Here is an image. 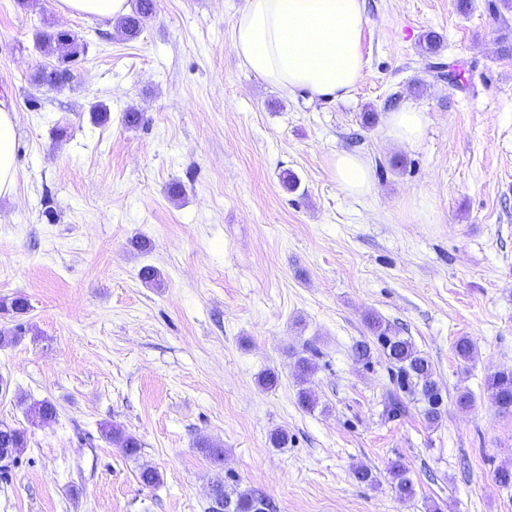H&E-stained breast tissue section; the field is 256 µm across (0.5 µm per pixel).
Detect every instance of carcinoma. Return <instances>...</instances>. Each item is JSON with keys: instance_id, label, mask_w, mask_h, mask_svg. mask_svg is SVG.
<instances>
[{"instance_id": "obj_1", "label": "carcinoma", "mask_w": 512, "mask_h": 512, "mask_svg": "<svg viewBox=\"0 0 512 512\" xmlns=\"http://www.w3.org/2000/svg\"><path fill=\"white\" fill-rule=\"evenodd\" d=\"M156 11V0H135L130 13L119 19L116 29L132 39L139 35L143 25ZM43 46L57 54V65L48 74L39 71L33 81L40 85L46 82L60 88L65 85L73 63L85 49V44L77 35L69 31L47 28L39 32ZM367 327L376 339V346L391 364L395 390L386 403V414L390 418L404 410L402 395L417 394L425 403V414L431 421L438 419L442 402L441 388L438 386L430 361L423 356L413 343L400 335L399 330L380 316L370 315ZM487 390L494 403L505 410L512 409V371L498 372L487 382ZM33 418L41 423H50L57 417L56 406L50 401H42L31 408ZM108 442L127 457L140 453V440L129 433L112 429L106 434ZM27 430L4 420H0V450L7 454L8 464L0 471L8 472L19 454L27 447ZM391 488L397 497L410 498L414 495V485L408 477L405 466L395 463L389 469ZM206 512H269L265 499L251 490H235L229 494L224 489V481L218 480L212 486Z\"/></svg>"}]
</instances>
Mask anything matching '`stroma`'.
Wrapping results in <instances>:
<instances>
[{
	"instance_id": "stroma-1",
	"label": "stroma",
	"mask_w": 512,
	"mask_h": 512,
	"mask_svg": "<svg viewBox=\"0 0 512 512\" xmlns=\"http://www.w3.org/2000/svg\"><path fill=\"white\" fill-rule=\"evenodd\" d=\"M488 3L365 0L364 78L346 99L312 103L242 66L231 33L243 0H157L131 40L56 0H0V96L18 124L0 301L28 302L0 313L16 337L0 346V420L28 431L0 512H205L219 478L273 512H512L496 480L512 466V411L485 391L512 370V8L493 19ZM44 20L85 44L60 90L30 82L57 62L36 43ZM429 33L440 46L427 55ZM408 103L428 117L414 148L383 136ZM131 109L143 116L133 128ZM341 151L368 160L371 195L340 190ZM138 236L150 250L131 247ZM146 266L161 287L140 280ZM369 313L431 361L436 422L415 400L386 418L387 361L352 353ZM303 356L317 369L302 382ZM43 400L55 421L29 424ZM107 426L141 441L138 459L105 440ZM278 429L287 447H272ZM203 438L222 464L200 453ZM394 460L412 499L385 479ZM362 465L376 484L355 479ZM143 466L158 487L139 484Z\"/></svg>"
}]
</instances>
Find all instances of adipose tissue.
Returning <instances> with one entry per match:
<instances>
[{"label":"adipose tissue","instance_id":"ef3b65f1","mask_svg":"<svg viewBox=\"0 0 512 512\" xmlns=\"http://www.w3.org/2000/svg\"><path fill=\"white\" fill-rule=\"evenodd\" d=\"M66 15L116 22L128 14L129 0H57ZM368 19L365 0H244L232 27V47L243 66L292 97L335 101L347 97L365 75L361 37ZM425 113L414 105L389 112L384 137L416 146L424 137ZM17 122L14 110L0 107V197L11 195L17 177ZM336 182L345 194L363 198L374 187L367 160L337 153Z\"/></svg>","mask_w":512,"mask_h":512}]
</instances>
